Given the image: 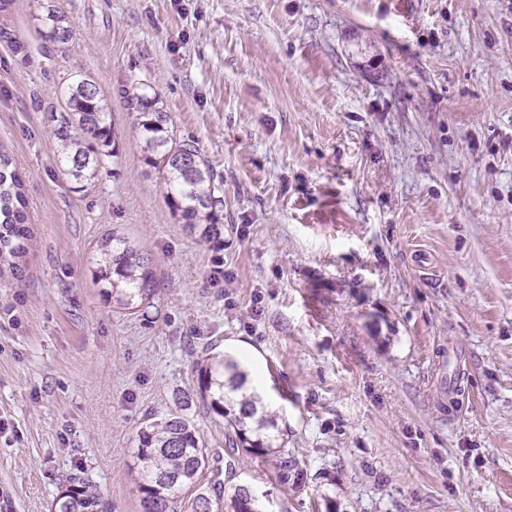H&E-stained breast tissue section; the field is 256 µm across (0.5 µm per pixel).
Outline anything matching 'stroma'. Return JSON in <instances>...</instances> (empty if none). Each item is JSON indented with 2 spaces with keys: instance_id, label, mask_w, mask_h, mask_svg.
<instances>
[{
  "instance_id": "obj_1",
  "label": "stroma",
  "mask_w": 512,
  "mask_h": 512,
  "mask_svg": "<svg viewBox=\"0 0 512 512\" xmlns=\"http://www.w3.org/2000/svg\"><path fill=\"white\" fill-rule=\"evenodd\" d=\"M48 3L64 46L41 34ZM82 78L113 153L79 188L55 130ZM138 82L221 178L220 241L181 224L148 166ZM0 143L32 232L0 279V512H51L71 475L142 512L137 432L196 391L212 349L258 364L299 476L231 452L198 402L211 494L512 512V0H12ZM115 228L155 260L136 313L91 272Z\"/></svg>"
}]
</instances>
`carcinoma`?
Instances as JSON below:
<instances>
[{"instance_id":"1","label":"carcinoma","mask_w":512,"mask_h":512,"mask_svg":"<svg viewBox=\"0 0 512 512\" xmlns=\"http://www.w3.org/2000/svg\"><path fill=\"white\" fill-rule=\"evenodd\" d=\"M40 24L49 41L66 44L72 29L53 8H46ZM157 94L146 84L136 83L128 92V103L139 112L149 165L162 172L167 197L174 212L190 230H200L207 240L221 237L217 212L224 206L220 187L210 165L192 140H176L169 130L170 117L158 107ZM67 112L55 130L57 156L67 178L83 184L102 168L104 148L110 144L107 125L108 102L89 80L68 89ZM31 240L23 181L13 158L0 146V279L21 271L19 261ZM90 263L97 283L112 304L129 313L152 304L157 278L151 253L135 239L118 231L97 241ZM248 373L240 362L222 352L210 353L199 368L198 395L207 409L224 419L232 448L250 455H272L279 478L288 479L294 460L275 445L278 430L274 413L262 406L256 393H245ZM194 400L180 393L175 410L151 414L137 434L136 458L143 483L141 503L150 502L155 512H169L170 503L183 491H194L190 512H224V501L200 486L209 463L204 442L186 411ZM103 505L97 490L75 475L66 478L64 490L53 504L54 512H98Z\"/></svg>"}]
</instances>
